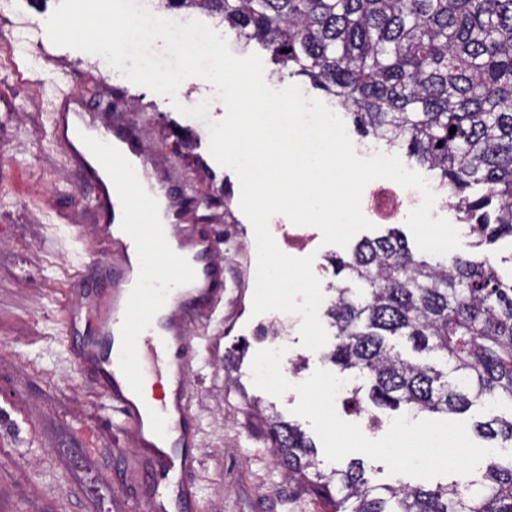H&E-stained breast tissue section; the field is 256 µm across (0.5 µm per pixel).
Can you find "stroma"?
<instances>
[{"label": "stroma", "instance_id": "obj_1", "mask_svg": "<svg viewBox=\"0 0 512 512\" xmlns=\"http://www.w3.org/2000/svg\"><path fill=\"white\" fill-rule=\"evenodd\" d=\"M9 27L0 18V155L10 158L0 167V512H96V496L79 479L82 462L95 466L108 495L136 494L128 482L135 451L117 436V415L76 374L66 352L71 276L107 256L93 236L88 193L49 133L45 94L16 77L28 60L11 48ZM44 47L58 80L79 92L96 86L88 107L108 96L121 123L142 129L154 157L189 190L192 207L181 223L208 228L217 239L228 289L216 313L190 330V412L201 435L198 512H325L288 480L255 415L256 406H270L315 434L292 412L294 388L276 398L252 381V359L268 342L255 334L263 318L252 313L255 237L240 208V182L209 152L207 124L223 119V102L209 82L196 79L189 92L209 107L206 119L189 117L169 97L115 77L96 55L49 41ZM281 319L290 326L285 378L295 386L316 369H330L323 351L302 345L291 315ZM228 367L238 384L226 383ZM335 409L371 439L383 437L396 416L369 402L358 412L339 399Z\"/></svg>", "mask_w": 512, "mask_h": 512}]
</instances>
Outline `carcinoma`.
Listing matches in <instances>:
<instances>
[{
	"instance_id": "carcinoma-1",
	"label": "carcinoma",
	"mask_w": 512,
	"mask_h": 512,
	"mask_svg": "<svg viewBox=\"0 0 512 512\" xmlns=\"http://www.w3.org/2000/svg\"><path fill=\"white\" fill-rule=\"evenodd\" d=\"M201 10L236 38L258 42L280 69L304 75L350 111L361 135L404 146L457 198L462 219L490 242L512 238V0H158ZM456 127L450 133V127ZM336 273L325 358L369 384L376 406L462 414L512 406V280L487 260L412 250L399 232L358 242ZM442 361L416 363L388 337ZM281 465L332 512H512V461L481 479L433 489L373 485L363 462L319 468L305 432L262 417ZM512 447V413L475 424Z\"/></svg>"
}]
</instances>
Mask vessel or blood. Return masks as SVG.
Wrapping results in <instances>:
<instances>
[{"label":"vessel or blood","mask_w":512,"mask_h":512,"mask_svg":"<svg viewBox=\"0 0 512 512\" xmlns=\"http://www.w3.org/2000/svg\"><path fill=\"white\" fill-rule=\"evenodd\" d=\"M53 100L51 135L90 193L103 249L122 245L119 261L74 278L81 302L70 308L67 328L84 327L86 335L71 344V361L109 401L118 431L132 441L134 478L149 512H195L200 433L188 416L187 333L223 302L224 265L205 232L188 234L170 223L118 225L129 202L113 182L117 172L163 198L168 213L180 209L171 176L146 157L133 128L88 111L67 84H55ZM173 258L182 265L178 282L165 275Z\"/></svg>","instance_id":"obj_1"}]
</instances>
